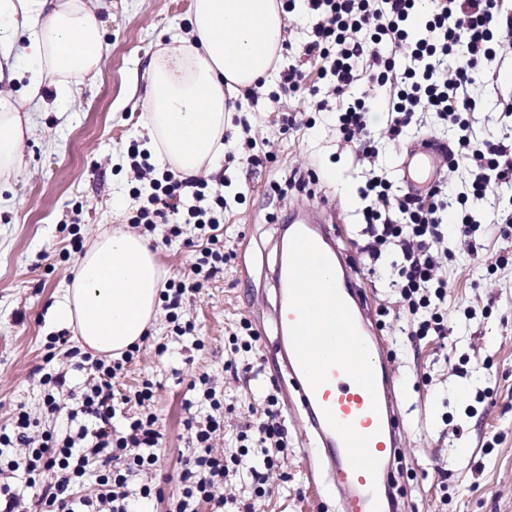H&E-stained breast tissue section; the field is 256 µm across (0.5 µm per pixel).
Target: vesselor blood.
Instances as JSON below:
<instances>
[{"mask_svg":"<svg viewBox=\"0 0 512 512\" xmlns=\"http://www.w3.org/2000/svg\"><path fill=\"white\" fill-rule=\"evenodd\" d=\"M431 153L408 150L406 182L423 185ZM351 261L327 229L289 225L271 359L293 389L284 404H300L321 445L306 451L308 468L324 465L336 477L339 512H406L389 469L403 439L398 389L367 290L347 278Z\"/></svg>","mask_w":512,"mask_h":512,"instance_id":"obj_1","label":"vessel or blood"}]
</instances>
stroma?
Here are the masks:
<instances>
[{"label":"stroma","instance_id":"stroma-1","mask_svg":"<svg viewBox=\"0 0 512 512\" xmlns=\"http://www.w3.org/2000/svg\"><path fill=\"white\" fill-rule=\"evenodd\" d=\"M189 7L190 0H105L99 15L109 51L96 81L73 87L62 101L46 90L44 100L30 106L33 134L22 166L0 179V427L10 426L21 411L37 433L61 435L69 427V394L57 395L60 411L49 414L38 374L44 367L67 372L73 386L87 382L86 373L72 369L74 327L51 313L80 259L67 227L79 221L87 243L100 232L128 229L129 217L146 202L128 150L148 141L141 125L147 70L161 47L188 34ZM285 21L283 62L303 71L305 91L280 98L275 74L255 97L241 99L223 157L201 175L209 188L224 193V271L184 299L180 319L193 324L192 334L176 336L166 311L158 310L151 334L115 388L121 395L145 379L157 384L152 409L164 442L152 479L168 492L192 449L185 400L195 377L209 375L224 393V431L213 442L219 452L236 450L241 423L262 417L267 395L281 392L283 378L266 359L276 332L272 322H265L250 353L234 352L229 338L239 333L240 318L256 320L275 303L272 273L282 226L323 198L336 210L343 241L360 242L365 169L339 141L334 114L314 109L328 92L318 64L303 54L312 19L298 6ZM311 86L319 87L318 96L308 94ZM475 96L469 121L477 137L512 135V115L503 110L504 101L512 100V61L477 75ZM281 108L298 112L293 129L276 121ZM251 154L261 156L260 166L248 164ZM298 168L316 169L318 182L299 187L292 179ZM166 230L161 224L155 231V257L165 277L178 278L190 269L200 232L184 225L182 240L165 246ZM509 255L512 237L488 224L474 233L471 246L449 241L443 310L451 332L447 339L429 336L416 344L408 337L413 317L392 286L390 266L373 275L363 262L354 264L353 280L370 285L389 369L401 385L405 441L397 481L411 512H512V263L493 266ZM197 340L203 349H194ZM160 343L165 353L157 352ZM246 361L252 371L236 372ZM285 423L288 450L257 512H336L332 477H324L318 492L308 484L303 451L315 445L312 431L291 415Z\"/></svg>","mask_w":512,"mask_h":512}]
</instances>
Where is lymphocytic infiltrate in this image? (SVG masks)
Masks as SVG:
<instances>
[{
  "instance_id": "obj_1",
  "label": "lymphocytic infiltrate",
  "mask_w": 512,
  "mask_h": 512,
  "mask_svg": "<svg viewBox=\"0 0 512 512\" xmlns=\"http://www.w3.org/2000/svg\"><path fill=\"white\" fill-rule=\"evenodd\" d=\"M418 2L305 0L316 24L304 53L319 63L321 76L329 83V95L318 101L317 109L335 112L336 130L344 143L353 145L358 162H373L378 155L367 121L377 103L386 107L384 133L391 142H403L419 114L432 115L437 124L455 132L452 145L440 149L438 179L429 189L401 188L373 172L360 191L366 202L363 259L373 267L384 255H393V285L417 317L410 337L420 341L448 334L441 311L448 281L439 270L448 255L449 235L471 237L483 218L476 201L512 182V139L475 142L467 119L476 107L472 89L476 73L503 57L505 49H512V17L505 16L498 0H430L424 31L414 37L407 20ZM452 58L457 65L451 69L447 62ZM129 157L137 175L152 176L146 205L130 219L133 227L150 234L157 225H167L168 234L162 239L166 245L180 238L183 225L195 224L206 231L190 274L167 280L161 293L173 330L182 336L193 329L179 320L185 297L224 269V234L217 219L224 210V195L210 190L207 183L179 178L168 170L153 177L148 153L133 149ZM462 160L468 164L470 183L456 193L450 175ZM133 358L130 350L118 361L82 356L80 366L91 371L93 381L75 395L69 416L79 419L80 425L64 438L50 433L34 438L29 416L18 412L9 431L0 432V447L19 445L27 453L23 461L0 466V475L18 474L39 512H147L161 499L166 512H198L203 503L210 504L212 512L229 507L234 512H254L256 500L268 494L270 477L280 469L288 448L277 397L268 396L263 420L247 422L239 431L237 452L217 454L212 440L224 426V405L213 380L200 376L198 392L211 412L202 419L187 418L194 449L181 462L177 491L168 494L139 480L157 469V450L163 444L158 418L149 409L156 397L153 383L143 381L125 395V402L140 411L128 419L123 432L112 430L114 383ZM253 444L263 456L258 467L246 459ZM238 477L248 478L250 498L225 497V484ZM90 478L96 482V492L87 496L81 489Z\"/></svg>"
}]
</instances>
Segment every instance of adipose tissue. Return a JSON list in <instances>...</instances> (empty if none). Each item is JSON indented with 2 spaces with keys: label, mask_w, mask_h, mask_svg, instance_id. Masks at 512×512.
Masks as SVG:
<instances>
[{
  "label": "adipose tissue",
  "mask_w": 512,
  "mask_h": 512,
  "mask_svg": "<svg viewBox=\"0 0 512 512\" xmlns=\"http://www.w3.org/2000/svg\"><path fill=\"white\" fill-rule=\"evenodd\" d=\"M100 6L101 0H0V74L27 76L21 98L0 93V177L9 178L22 162L30 131L24 101L41 99L47 85L70 96L72 81L98 75L107 50ZM189 23V38L159 49L150 63L142 122L159 165L194 177L224 147L230 98L274 72L285 12L280 0H191ZM20 28L29 62L22 73L11 60ZM162 279L145 239L102 233L80 258L53 316L74 326L82 346L121 356L148 336Z\"/></svg>",
  "instance_id": "adipose-tissue-1"
}]
</instances>
